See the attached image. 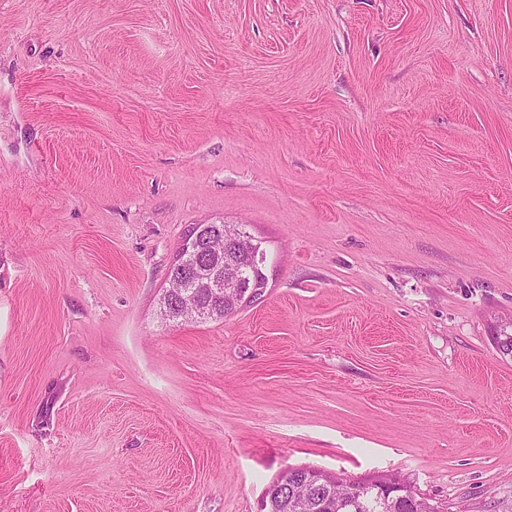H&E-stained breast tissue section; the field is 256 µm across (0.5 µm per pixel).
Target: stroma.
<instances>
[{
  "instance_id": "stroma-1",
  "label": "stroma",
  "mask_w": 512,
  "mask_h": 512,
  "mask_svg": "<svg viewBox=\"0 0 512 512\" xmlns=\"http://www.w3.org/2000/svg\"><path fill=\"white\" fill-rule=\"evenodd\" d=\"M214 223L268 285L165 321ZM507 334L512 0H0V512H503ZM307 467H288L282 471L266 488L267 507L265 512H384L371 478L365 476L356 481L353 488L351 480L329 474L328 482L320 491L313 490L308 507L291 505V492L288 484L295 475L304 474ZM300 470V472H298ZM288 476L287 487L281 483Z\"/></svg>"
}]
</instances>
